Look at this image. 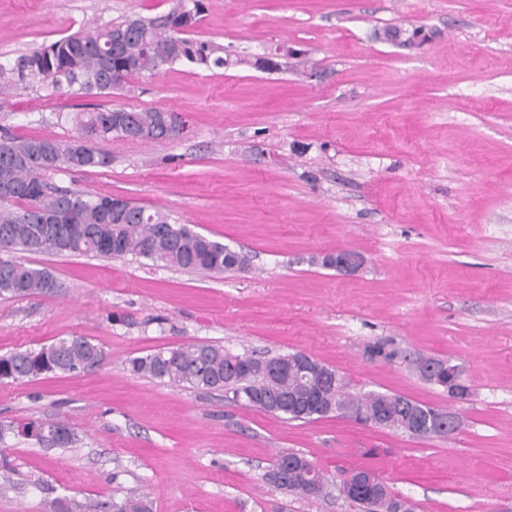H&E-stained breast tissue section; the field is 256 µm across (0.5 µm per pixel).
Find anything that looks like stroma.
I'll return each instance as SVG.
<instances>
[{"label": "stroma", "mask_w": 512, "mask_h": 512, "mask_svg": "<svg viewBox=\"0 0 512 512\" xmlns=\"http://www.w3.org/2000/svg\"><path fill=\"white\" fill-rule=\"evenodd\" d=\"M197 33L307 63L176 66L111 101L180 112L163 141L112 139L106 168L57 185L169 210L248 254L244 272L145 259L36 253L52 296L0 298V356L83 336L105 353L78 374L0 379V422L63 417L78 442L0 441V512H72L143 491L153 512H356L336 497L264 484L282 452L327 474L352 448L390 462L383 479L416 512H512V0H205ZM169 0H0V60L82 26L164 12ZM56 100L0 94V125L73 135ZM359 253L343 274L315 264ZM188 342L273 356L306 352L356 392L454 408L447 438L345 418L304 424L229 405L223 391L132 375L128 359ZM397 351L385 361L374 344ZM458 364L467 401L424 382L411 359Z\"/></svg>", "instance_id": "35a3bbf8"}]
</instances>
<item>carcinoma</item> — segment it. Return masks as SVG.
I'll return each mask as SVG.
<instances>
[{
	"label": "carcinoma",
	"instance_id": "carcinoma-1",
	"mask_svg": "<svg viewBox=\"0 0 512 512\" xmlns=\"http://www.w3.org/2000/svg\"><path fill=\"white\" fill-rule=\"evenodd\" d=\"M203 0H172L159 15L120 18L103 27H88L0 61V92L17 95L42 92L46 98L110 97L128 90L146 74L176 65L211 71L242 62L229 46L196 37L203 20ZM58 117L77 128L60 139L19 136L0 127V296L25 298L53 295L62 288L44 268H34L15 253H55L147 259L157 265L214 273L249 268V258L223 243L179 223L166 210L147 208L123 198L89 196L49 183L60 172L105 168L112 156L99 148L109 139L167 141L182 116L165 108L117 105H60ZM94 139L82 145L87 133ZM102 349L83 336L60 338L40 349H17L0 357V379L24 382L50 373H79L99 365ZM138 376L166 380L197 390H222L227 402L286 419L309 423L347 417L413 438L447 437L448 422L440 410L394 392L354 393L333 367L302 352L261 356L233 353L205 342L183 344L127 361ZM419 377L447 391L469 385L448 360L422 358ZM35 437L51 448H69L78 432L67 419L46 418L25 423L0 422V442L13 433ZM271 467H284L288 481L274 487L304 498L328 496L336 482L304 455L279 453ZM399 494L390 486L366 490L350 502L362 512H393ZM83 512H151L143 493L111 504L89 501Z\"/></svg>",
	"mask_w": 512,
	"mask_h": 512
}]
</instances>
